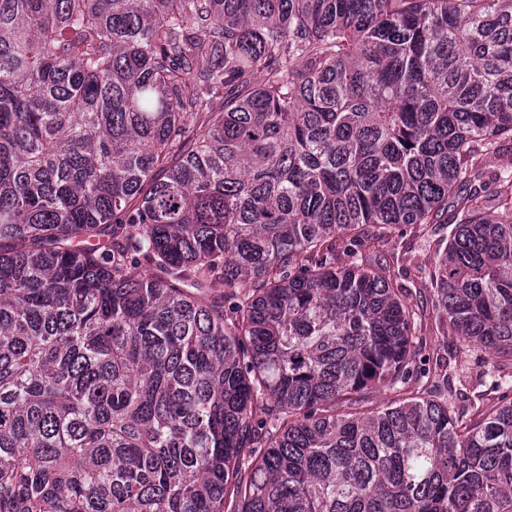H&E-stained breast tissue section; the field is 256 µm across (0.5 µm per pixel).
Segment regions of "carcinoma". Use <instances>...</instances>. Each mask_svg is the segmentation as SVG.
<instances>
[{
	"label": "carcinoma",
	"instance_id": "obj_1",
	"mask_svg": "<svg viewBox=\"0 0 512 512\" xmlns=\"http://www.w3.org/2000/svg\"><path fill=\"white\" fill-rule=\"evenodd\" d=\"M506 143L512 0H0V512H512ZM448 241V227L440 232V237ZM424 240L417 231L408 228L402 235L394 236L393 240L381 250L372 255L373 263L381 270L390 271L394 275L398 288H402L406 299L415 305L423 307V318L419 336L416 338V349L419 358L426 363L423 368L431 371L432 378L441 391L448 390L445 373L453 376L457 397V406L472 409L478 404L477 395L485 393L487 386L481 383L483 367L476 364L474 359L463 364L455 355V337L448 326V322L440 318L436 311L437 299L428 282L421 278V269H428L434 263L439 248L437 242ZM446 369V371H445ZM463 370L467 378L461 386L455 378L458 370ZM466 380V381H465Z\"/></svg>",
	"mask_w": 512,
	"mask_h": 512
}]
</instances>
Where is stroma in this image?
Masks as SVG:
<instances>
[{
    "mask_svg": "<svg viewBox=\"0 0 512 512\" xmlns=\"http://www.w3.org/2000/svg\"><path fill=\"white\" fill-rule=\"evenodd\" d=\"M439 249L437 242L424 240L417 231L407 230L372 256L380 269L393 274L406 299L423 307L425 317L416 339L420 358L429 367L439 389H446L445 374L464 372L466 381L458 387L455 403L473 407L479 394L484 393L482 367L475 362H461L455 355V338L446 321L436 310L437 299L428 282L421 277L423 269L432 266Z\"/></svg>",
    "mask_w": 512,
    "mask_h": 512,
    "instance_id": "obj_1",
    "label": "stroma"
}]
</instances>
